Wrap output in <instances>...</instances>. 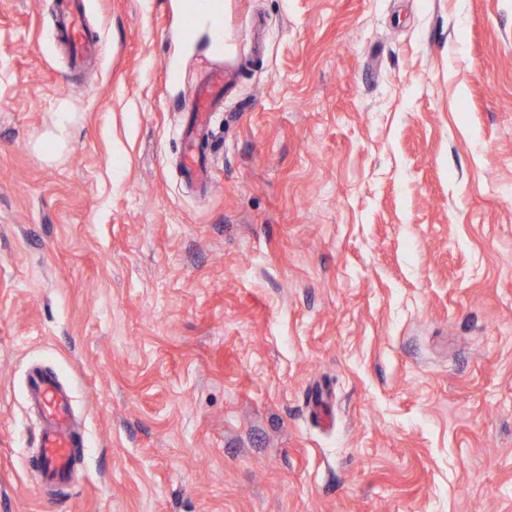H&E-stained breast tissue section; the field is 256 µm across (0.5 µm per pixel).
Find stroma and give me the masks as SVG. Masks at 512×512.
I'll list each match as a JSON object with an SVG mask.
<instances>
[{
	"label": "stroma",
	"mask_w": 512,
	"mask_h": 512,
	"mask_svg": "<svg viewBox=\"0 0 512 512\" xmlns=\"http://www.w3.org/2000/svg\"><path fill=\"white\" fill-rule=\"evenodd\" d=\"M175 2L85 0L75 68L0 0V512H512V0H224L220 53ZM227 83L224 70L210 72L199 88L187 94L186 122L188 135L184 139L182 170L189 179L201 181L207 176V155L204 145L208 143L211 116L216 104L224 99ZM27 391L31 403L41 415L38 454L32 459L39 488L43 484L61 486L70 481L76 465L75 448H81L72 403L55 375L32 370Z\"/></svg>",
	"instance_id": "35a3bbf8"
}]
</instances>
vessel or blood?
Here are the masks:
<instances>
[{
	"label": "vessel or blood",
	"mask_w": 512,
	"mask_h": 512,
	"mask_svg": "<svg viewBox=\"0 0 512 512\" xmlns=\"http://www.w3.org/2000/svg\"><path fill=\"white\" fill-rule=\"evenodd\" d=\"M178 34L182 42H193L201 27H209L215 42H223L220 0H178ZM56 40L67 44L76 59L96 53L88 37L80 0H62L54 30ZM223 72L208 73L201 87L187 95V136L183 145L182 170L187 178L203 180L207 176V155L211 116L224 96ZM27 391L31 403L41 415L38 454L33 460L37 484H67L76 465V450L81 441L76 430L72 403L55 375L33 370L28 375Z\"/></svg>",
	"instance_id": "vessel-or-blood-1"
}]
</instances>
